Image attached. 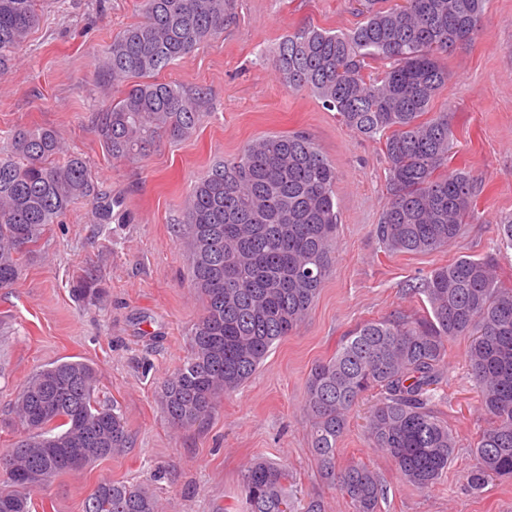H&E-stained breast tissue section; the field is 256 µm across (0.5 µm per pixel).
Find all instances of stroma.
Wrapping results in <instances>:
<instances>
[{"label":"stroma","mask_w":512,"mask_h":512,"mask_svg":"<svg viewBox=\"0 0 512 512\" xmlns=\"http://www.w3.org/2000/svg\"><path fill=\"white\" fill-rule=\"evenodd\" d=\"M361 9V0H233L221 34L158 75L206 92L195 130L157 139L138 159L116 160L94 131L96 112L113 98L98 65L113 39L142 20L143 0H42L39 26L0 77V147L20 126L56 130L126 219L99 223L93 203L77 202L24 256L16 285L0 289V453L23 433L15 402L28 378L63 360L95 368L101 403L118 407L133 443L34 491L30 512H83L103 480L149 487L162 512H237L243 470L259 457L286 467L298 496L320 498L326 512H352L311 452L302 411L311 367L366 321L422 315L426 298L408 287L437 266L490 255L512 280V248L494 246L500 218L512 215V0H486L472 42L441 58L450 78L433 109L447 112L454 132L448 168L478 177L483 190L452 245L418 254L388 253L374 233L389 198L382 138L353 132L310 90L286 89L273 64L287 34L310 24L349 31ZM289 133L309 136L336 170L331 272L305 322L272 346L252 378L224 396L204 424L177 427L163 412V383L186 356L203 312L177 236L187 193L248 142ZM90 268L102 293L77 300L72 289ZM467 347L463 337L449 342L445 382L434 396L457 440L434 487L406 483L369 447L364 426L374 396L351 410L337 463L379 473L380 512H512V479L477 492L467 483L486 424Z\"/></svg>","instance_id":"stroma-1"}]
</instances>
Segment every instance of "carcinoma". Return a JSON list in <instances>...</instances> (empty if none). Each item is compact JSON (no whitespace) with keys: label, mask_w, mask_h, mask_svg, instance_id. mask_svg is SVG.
<instances>
[{"label":"carcinoma","mask_w":512,"mask_h":512,"mask_svg":"<svg viewBox=\"0 0 512 512\" xmlns=\"http://www.w3.org/2000/svg\"><path fill=\"white\" fill-rule=\"evenodd\" d=\"M40 2L0 0V76L39 26ZM368 2L363 20L348 32L309 25L288 34L275 69L286 88L311 90L349 128L385 137L390 197L376 226L385 250L436 251L458 237L480 193L470 173L444 171L453 131L448 113L431 112L448 83L439 55L471 41L486 0ZM231 5L144 0L145 19L112 41L99 76L124 89L96 115V132L112 158L135 159L160 135L182 138L193 131L206 93L150 77L221 33ZM385 59L393 65L364 74L369 62ZM335 183V168L302 133L249 143L194 182L181 239L204 311L191 329L188 355L163 386L170 421L191 427L208 418L305 319L330 272L339 223ZM80 199L98 200L96 186L85 158L68 151L55 130L19 128L9 135L0 158V288L16 285L21 256ZM409 289L425 295L430 310L423 317L364 322L332 357L312 366L306 380L312 452L321 474L339 482L352 512H378L384 494L368 466L336 468L349 412L368 393L377 400L365 426L367 441L391 459L404 481L428 489L448 470L456 439L432 403L448 342L458 336L470 338L467 362L487 417L469 482L479 490L493 476L512 477V286L499 278L493 260L460 257ZM73 292L96 295V275L87 273ZM96 388L95 369L79 360L34 374L17 401L25 433L7 456L51 479L71 471L69 456L88 431L109 456L131 447L123 415L101 404ZM10 483L12 489L0 491V512H29L34 488ZM240 509L324 512V505L293 496L286 468L256 460L242 475ZM84 512L160 508L146 487L104 480Z\"/></svg>","instance_id":"1"}]
</instances>
